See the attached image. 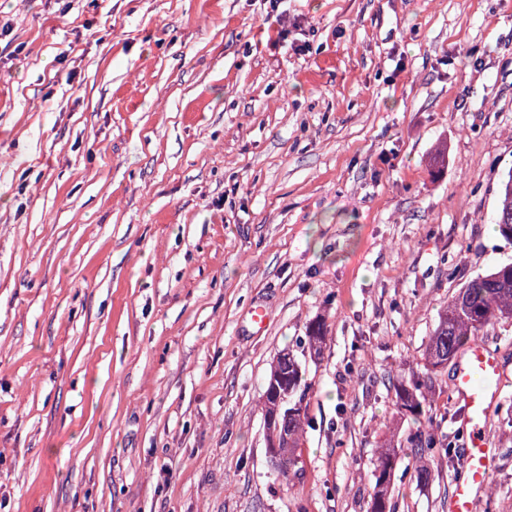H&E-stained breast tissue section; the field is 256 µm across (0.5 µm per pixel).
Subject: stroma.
Returning <instances> with one entry per match:
<instances>
[{
    "label": "stroma",
    "mask_w": 512,
    "mask_h": 512,
    "mask_svg": "<svg viewBox=\"0 0 512 512\" xmlns=\"http://www.w3.org/2000/svg\"><path fill=\"white\" fill-rule=\"evenodd\" d=\"M0 0V512H444L390 378L512 262V0ZM267 312L264 329L250 321ZM326 325L320 356L303 345ZM497 459L512 512V322ZM308 384L295 474L265 442L283 350ZM495 224L499 234L512 241V171L502 180ZM394 448H382L373 462V476L375 478V491L372 498L370 512H395V506L387 496L388 486L391 484L394 472Z\"/></svg>",
    "instance_id": "35a3bbf8"
}]
</instances>
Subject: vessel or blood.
Here are the masks:
<instances>
[{
	"label": "vessel or blood",
	"instance_id": "vessel-or-blood-1",
	"mask_svg": "<svg viewBox=\"0 0 512 512\" xmlns=\"http://www.w3.org/2000/svg\"><path fill=\"white\" fill-rule=\"evenodd\" d=\"M501 382L499 351L480 339L471 342L453 376L454 391L464 406L468 431L462 448L465 466L454 480L446 512H473L478 494L488 484L493 450L484 422L498 402Z\"/></svg>",
	"mask_w": 512,
	"mask_h": 512
}]
</instances>
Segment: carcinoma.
Listing matches in <instances>:
<instances>
[{"label":"carcinoma","mask_w":512,"mask_h":512,"mask_svg":"<svg viewBox=\"0 0 512 512\" xmlns=\"http://www.w3.org/2000/svg\"><path fill=\"white\" fill-rule=\"evenodd\" d=\"M495 224L499 234L512 241V171L502 180ZM512 321V263L500 264L485 274L471 280L455 295L448 299L439 313L438 322L429 337L425 360L427 372L416 379L391 381L395 406L400 413L409 414L417 423L415 431L408 438L411 450L418 460L416 479L425 483L430 478V464L443 457L453 459L451 449L441 446L431 430L430 419L425 417L423 390L433 386L432 373L448 364L470 341L483 335L484 331L499 322ZM326 340V327L321 321L309 328L304 344L315 354H320ZM281 378L288 387V447L282 455L288 469L281 471L288 477V471L298 464L297 448L305 424L308 423L302 402L308 385L303 383L301 367L293 353L280 356L271 367L268 380ZM395 452L383 448L373 462L375 491L370 512H395V506L387 496L394 472Z\"/></svg>","instance_id":"1"}]
</instances>
